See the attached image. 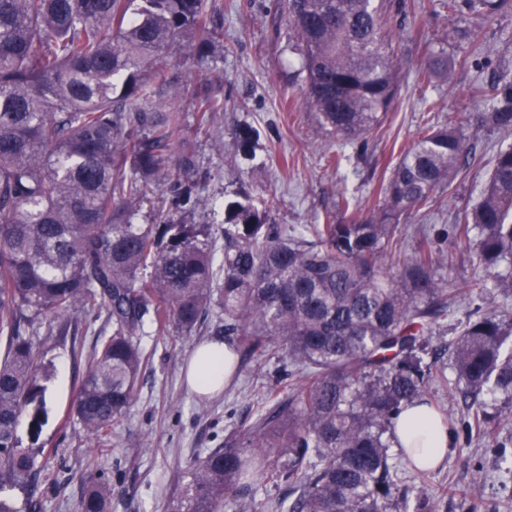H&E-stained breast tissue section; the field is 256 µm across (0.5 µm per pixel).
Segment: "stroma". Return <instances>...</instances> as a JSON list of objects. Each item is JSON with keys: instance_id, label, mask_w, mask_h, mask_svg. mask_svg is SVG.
<instances>
[{"instance_id": "1", "label": "stroma", "mask_w": 512, "mask_h": 512, "mask_svg": "<svg viewBox=\"0 0 512 512\" xmlns=\"http://www.w3.org/2000/svg\"><path fill=\"white\" fill-rule=\"evenodd\" d=\"M224 25V51L211 61L209 78L224 98V110L209 126L198 125L192 108L190 72L196 67L188 41L171 46L161 62L173 77L167 105L185 116V136L194 144L202 170L208 171L203 205L185 207L184 224H205L216 239L224 237L225 208L241 196L272 197L275 224H321L327 215L343 218L340 195L358 200L363 210L377 208L382 181L400 155L429 127L455 125L473 138L475 157L442 202L428 213L403 218V234L418 230L450 235L455 216L473 204L485 187V172L495 151L512 144V133L489 128L473 130L483 106L474 85L512 69V0L496 17L478 24L469 12L454 15L431 6L430 0H393L391 10L395 62L401 90L392 109L363 142L346 143L325 134L302 106L300 60L288 49L293 37L281 0H213ZM478 29L480 39L464 54L459 33ZM444 49L456 66L447 79L418 83L429 50ZM438 103L427 110L425 99ZM260 133L253 151L244 152L237 139L242 125ZM337 164H329L330 156ZM70 320L74 334L59 340L39 329L32 338L48 414L40 429L22 416L17 437L23 447L56 449L33 493L39 512H75L85 471L84 449H97L95 468L112 486V512H168L189 478L194 461L224 445L234 425L251 417L256 403L280 367L272 357L248 358L222 393L197 396L185 384L187 362L194 347L224 337V326L206 318L190 335L171 331L140 338L147 360L138 393L117 434L98 439L86 433L72 407L87 360L97 338L110 335L105 315L77 311ZM430 399L450 412L454 444L437 467L420 472L403 456H395L399 487H425L432 512H512V471L500 463L491 440L512 451V402L493 400L491 417L481 438H467V410L449 385L431 384Z\"/></svg>"}]
</instances>
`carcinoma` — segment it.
I'll use <instances>...</instances> for the list:
<instances>
[{"label": "carcinoma", "mask_w": 512, "mask_h": 512, "mask_svg": "<svg viewBox=\"0 0 512 512\" xmlns=\"http://www.w3.org/2000/svg\"><path fill=\"white\" fill-rule=\"evenodd\" d=\"M506 0H446L488 18ZM302 57V95L320 127L364 139L399 95L388 42L389 0H284ZM193 40L197 64L224 48L209 0H0V491L37 481L44 450L21 448L27 413L41 424L44 388L23 330L66 329L68 314L106 312L73 412L98 438L118 428L135 400L144 326L188 335L214 316L236 337L234 354L273 352L279 378L246 425L232 428L190 470L170 512H256L253 484L278 490L269 512H386L395 496L423 512L427 494L401 489L390 448L406 408L431 404L441 366L424 356L459 293L444 287L448 251L423 235L393 248L401 218L427 212L468 164L455 126L424 132L382 183L383 204L365 212L343 196L348 220L271 224L269 198L229 205L224 259L214 263L206 224H138L169 179L172 209L201 201L205 176L182 113L163 104L171 78L155 57ZM454 67L432 53L418 79ZM488 108L477 125L512 131V73L474 90ZM201 125L224 111L208 87L193 93ZM483 276L466 284L470 310L449 347L455 392L481 433L486 396L512 400V145L500 147L479 200L462 211L449 251ZM101 476L82 482L78 512H110Z\"/></svg>", "instance_id": "carcinoma-1"}]
</instances>
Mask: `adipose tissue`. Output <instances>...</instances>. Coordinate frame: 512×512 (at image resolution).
<instances>
[{"label":"adipose tissue","instance_id":"adipose-tissue-1","mask_svg":"<svg viewBox=\"0 0 512 512\" xmlns=\"http://www.w3.org/2000/svg\"><path fill=\"white\" fill-rule=\"evenodd\" d=\"M234 372V356L226 345L219 341L204 342L190 356L187 383L195 393L213 394L223 389ZM395 434L399 445L421 468L441 461L451 443L447 427L431 423L424 406L403 411L397 419Z\"/></svg>","mask_w":512,"mask_h":512}]
</instances>
